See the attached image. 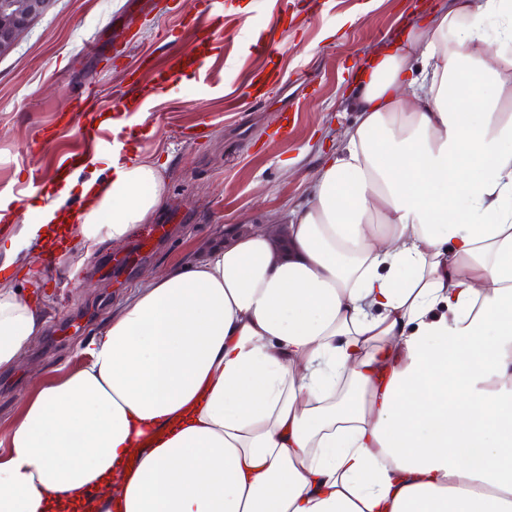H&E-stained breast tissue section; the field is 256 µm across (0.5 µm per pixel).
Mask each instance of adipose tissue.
I'll return each instance as SVG.
<instances>
[{
  "mask_svg": "<svg viewBox=\"0 0 512 512\" xmlns=\"http://www.w3.org/2000/svg\"><path fill=\"white\" fill-rule=\"evenodd\" d=\"M352 91L287 243L237 233L149 279L29 398L0 512H512V0H445ZM164 194L140 159L28 204L0 369L44 325L13 255L121 242Z\"/></svg>",
  "mask_w": 512,
  "mask_h": 512,
  "instance_id": "adipose-tissue-1",
  "label": "adipose tissue"
}]
</instances>
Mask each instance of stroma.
Returning a JSON list of instances; mask_svg holds the SVG:
<instances>
[{"label": "stroma", "instance_id": "1", "mask_svg": "<svg viewBox=\"0 0 512 512\" xmlns=\"http://www.w3.org/2000/svg\"><path fill=\"white\" fill-rule=\"evenodd\" d=\"M442 0H226L224 32L201 69L157 91L127 126L132 158L158 162L167 192L152 217L167 225L114 284L128 243L76 245L44 273L34 249L15 258L16 289L46 319L11 370H0V435L18 418L38 381L81 367V343L98 335L114 308L147 279L196 257L246 227H264L306 205L321 161L339 149L358 120L348 88L368 58L406 21ZM243 14L232 13L235 5ZM203 0H56L11 54L0 59V200L14 203L17 232L29 220L22 202L32 179L52 183L73 148L106 155L112 126L82 141L69 118L87 87L112 112L132 80L151 83L144 57L168 61L197 46L185 26ZM272 42V55L253 42ZM277 74L270 97L256 101L258 73ZM294 115L276 136L279 113Z\"/></svg>", "mask_w": 512, "mask_h": 512}]
</instances>
